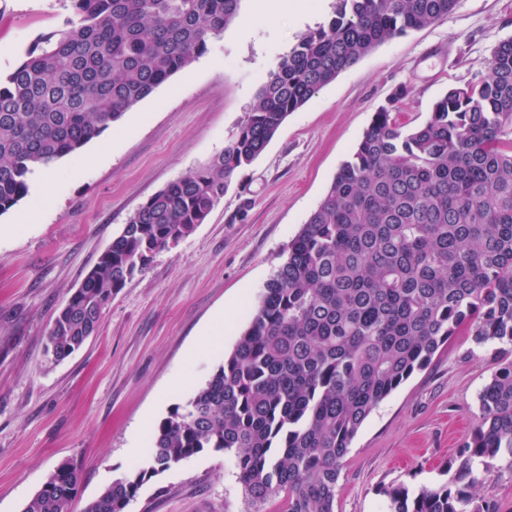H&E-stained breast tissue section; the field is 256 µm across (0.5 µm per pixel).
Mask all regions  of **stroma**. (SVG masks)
<instances>
[{"label": "stroma", "instance_id": "35a3bbf8", "mask_svg": "<svg viewBox=\"0 0 512 512\" xmlns=\"http://www.w3.org/2000/svg\"><path fill=\"white\" fill-rule=\"evenodd\" d=\"M335 0H241L233 23L187 68L128 110L81 154L35 169L28 193L0 215V512H24L54 469L80 466L72 512L144 462L152 425L186 403L234 349L282 252L400 85L422 122L451 86L478 82L482 62L512 37V0H459L448 17L388 40L292 112L262 154L236 172L204 224L156 254L105 308L97 335L46 364V336L123 225L169 182L223 151L298 35ZM67 0H0V74L63 28ZM34 210L31 223L18 217ZM231 327L201 340L219 316ZM495 346L459 332L366 419L337 485V512H386L380 487L443 482L482 420L479 394ZM127 512H251L235 457L206 451L141 487Z\"/></svg>", "mask_w": 512, "mask_h": 512}]
</instances>
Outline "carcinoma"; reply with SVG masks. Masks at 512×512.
I'll return each instance as SVG.
<instances>
[{
	"mask_svg": "<svg viewBox=\"0 0 512 512\" xmlns=\"http://www.w3.org/2000/svg\"><path fill=\"white\" fill-rule=\"evenodd\" d=\"M75 18L0 76V214L34 168L77 154L239 16L241 0H69ZM458 0H336L297 36L236 137L151 195L62 306L44 349L58 364L98 332L105 307L146 272V256L189 236L288 115L380 44L448 16ZM485 76L450 87L419 124L401 86L374 112L352 157L288 242L251 322L211 379L176 406L147 465L85 512H125L143 483L205 451L231 452L255 510L336 512L350 445L371 412L448 339L494 342L499 366L483 419L446 481L381 488L388 512H498L475 489L512 458V38ZM78 465L59 464L25 512H71Z\"/></svg>",
	"mask_w": 512,
	"mask_h": 512,
	"instance_id": "obj_1",
	"label": "carcinoma"
}]
</instances>
